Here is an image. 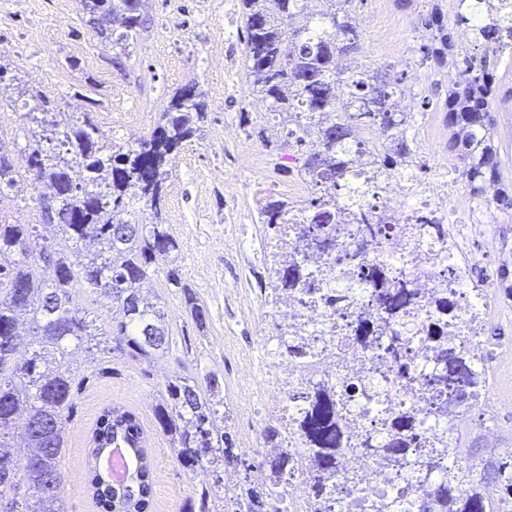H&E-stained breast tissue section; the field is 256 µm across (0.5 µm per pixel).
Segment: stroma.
Segmentation results:
<instances>
[{"instance_id":"1","label":"stroma","mask_w":512,"mask_h":512,"mask_svg":"<svg viewBox=\"0 0 512 512\" xmlns=\"http://www.w3.org/2000/svg\"><path fill=\"white\" fill-rule=\"evenodd\" d=\"M439 5L441 21L455 35L459 52L487 57L500 76L490 116L499 151L502 181L512 185V52L485 53L473 41L459 40L452 0H352L358 20L377 15L392 33L380 47L364 32L360 53L348 63L386 66L394 76L418 72V102L434 112L443 130L437 151L447 152L448 68L427 60L423 45L434 42L436 28L424 19ZM151 24L131 47L124 69L112 65L114 51L82 17L79 0H0V66L20 84L38 91L59 112L92 113L106 143L126 144L128 127L145 136L179 87L198 83L206 112L199 130L172 162L164 187L162 222L179 243L181 277L206 307L205 327H196L184 297L168 287L164 274L147 280L159 295L173 336L169 350L144 360L107 350L88 357L75 351L76 390L66 424L63 499L66 512H96L84 483V447L88 430L107 405L124 406L141 418L154 466L151 512H179L206 473H190L176 459L153 416L164 385L186 364L198 378L217 374L224 401L238 404L252 395V383L240 372V359L252 352L260 331H273L274 319L261 306L260 290L269 270L256 252L268 235L258 213L268 195L287 198L298 180L297 165L280 138L270 134L266 109L252 93L246 74V33L240 0H148ZM24 108L0 111V141L12 163L27 167ZM39 190L0 191V220L41 223ZM228 224L248 227L249 242L226 237ZM494 244L469 268L471 279L500 277L512 270V210L498 213L491 230Z\"/></svg>"}]
</instances>
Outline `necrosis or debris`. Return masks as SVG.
Returning a JSON list of instances; mask_svg holds the SVG:
<instances>
[{"label":"necrosis or debris","mask_w":512,"mask_h":512,"mask_svg":"<svg viewBox=\"0 0 512 512\" xmlns=\"http://www.w3.org/2000/svg\"><path fill=\"white\" fill-rule=\"evenodd\" d=\"M439 134L433 119H425L412 134V165L393 175L366 204L370 223L387 227L380 243L367 245L366 255L381 258L391 278L408 280L418 290L417 309L402 316L396 327L401 335L414 339L420 377L437 368L432 344L420 338L419 331L438 298L445 296L455 303L457 325L448 337L449 345L480 355L490 347L484 324L499 305L490 280L476 282L466 276L471 244L485 237L495 222L494 197L461 193L454 162L433 149ZM423 216L447 225V238L431 236L419 222ZM262 293L265 306L277 319V332L260 334L258 356L242 360L241 370L256 381L258 396L256 401L237 407L234 414L248 420L266 419L282 429L283 447L294 459L293 469L280 485L287 512H363L360 502L367 493L376 498L397 496L407 506L415 503L419 490L408 477V464L398 465L382 455L361 451L362 430L378 422L382 409L360 399L355 406L361 415L349 419L347 441L337 456L338 485L329 499L312 496L309 464L295 424L299 406L291 400L295 392L318 386L334 390L345 378L378 383L387 395L385 407L411 416L428 448L438 447L448 431V419L416 400L406 384L394 378L385 359L365 357L345 337H314V355L304 362L282 354L280 345L289 327L319 328L323 303L294 290L284 302L273 289L263 288Z\"/></svg>","instance_id":"1"}]
</instances>
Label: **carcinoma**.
<instances>
[{
	"label": "carcinoma",
	"instance_id": "1",
	"mask_svg": "<svg viewBox=\"0 0 512 512\" xmlns=\"http://www.w3.org/2000/svg\"><path fill=\"white\" fill-rule=\"evenodd\" d=\"M146 0H80L88 23L102 41L117 49L112 65L124 69L127 49L147 28ZM352 0H241L246 31V70L252 91L272 117L288 123L287 142L301 146L307 138L320 149L305 154L298 172L314 189L303 208L272 196L260 208V223L273 232L295 221L296 247L331 252L337 249L335 225L341 223L336 194L354 209L366 239L383 237L384 228L368 222L363 199L379 188L378 182L409 165L414 147L407 134L408 114L396 109L402 78L383 68L356 66L346 74L336 72V56L360 52L363 33L349 9ZM455 22L467 26L474 42L486 50L505 46L512 38V19L500 14L493 0H468V8H455ZM439 42L423 47L428 59L442 63L453 49L451 34L438 28ZM465 78L448 90V126L453 138L448 148L460 161L459 173L474 194L485 185L500 182L498 147L491 133L490 105L496 97V78L488 60L464 58ZM37 106L27 112L38 127L31 132L28 165L16 168L0 152V189L16 193L45 184L58 201L56 208L42 207V223L0 222V466L16 469V481H0V503L11 512H65L61 469L65 424L73 401L75 374L70 346L86 352L112 344V351L133 358L150 359L169 349L171 336L165 313L143 288L149 273L167 267L168 285L181 290L190 315L199 327L207 311L196 294L182 283L174 267L176 238L161 223L163 186L169 162L197 131L205 114L203 93L197 83L179 88L168 100L153 131L131 144L106 145L91 117L52 112L50 101L35 93ZM367 127L374 138L354 139ZM59 142L62 153L47 151L42 140ZM150 210L149 223L133 224L126 216L130 205ZM53 231L59 242L33 255L31 244L40 229ZM274 279L270 286L283 295L300 290L309 297L319 293L314 278L302 262L289 259L280 248L272 252ZM352 276L371 285L373 311L360 317L353 341L364 350H379L399 379L411 378L410 338L399 336L394 321L417 303L416 289L408 282L388 277L384 265L365 258L354 264ZM75 288H89L97 298L119 308L121 320L107 332L92 331L84 312L70 307ZM351 288H337L326 297L329 316L345 312ZM449 300H438L426 335L442 344L447 330ZM33 332L31 350L25 355L4 348V340L18 335V326ZM288 354H311L304 333L293 332ZM438 373L427 379L436 386L439 405L448 406V417H457L476 405L488 368L476 370L467 351L443 348ZM356 387L344 382L334 392L315 388L297 392L292 399L304 404L296 424L311 469L312 493L321 498L336 476V457L345 445L344 403L352 401ZM222 383L215 374L198 383L180 366L165 385V394L154 406V419L171 450L188 470L212 475L196 495L185 500L180 512H221L226 465L245 471L233 499L244 512H283V497L274 490L276 478L288 471L291 456L281 447V431L269 426L262 433V447L276 452L248 462L236 452L225 423ZM389 437L377 440L373 429L364 431L361 447L366 454L380 453L399 463L418 439L414 420L385 411ZM22 428L28 453L14 457V431ZM139 417L132 411L108 407L96 419L87 449V484L99 512H114L119 503H131L135 512H148L152 495L151 468L142 445ZM112 444L135 449L139 465L126 484L115 485L94 466L93 460ZM416 481L426 494L418 512H429V500L440 499L446 512H488L486 491L512 500V454L486 465L483 472L448 459L447 478L430 482L433 458L412 460ZM260 467L269 483L261 487L251 479Z\"/></svg>",
	"mask_w": 512,
	"mask_h": 512
}]
</instances>
